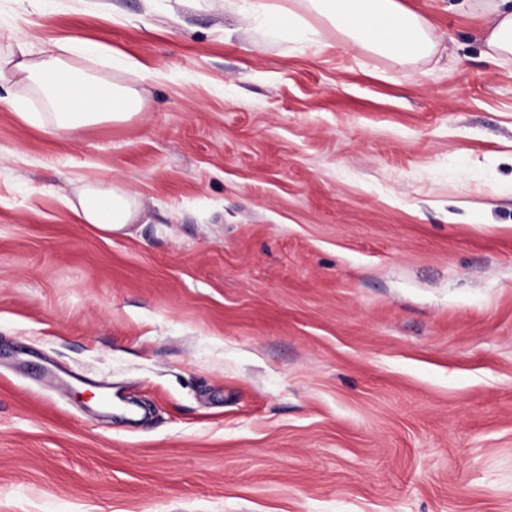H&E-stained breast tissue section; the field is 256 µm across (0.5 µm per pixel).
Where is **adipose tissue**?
<instances>
[{
	"label": "adipose tissue",
	"instance_id": "ef3b65f1",
	"mask_svg": "<svg viewBox=\"0 0 512 512\" xmlns=\"http://www.w3.org/2000/svg\"><path fill=\"white\" fill-rule=\"evenodd\" d=\"M303 12L283 11L266 0H240L238 12L266 25L271 33L316 43L319 30L305 18L312 12L332 23L356 49L383 55L406 66L433 56L439 49L430 19L407 8L402 0H301ZM487 18L483 32L489 60H512V0H479ZM21 61H0V83L35 88L44 95L48 109L31 112L15 104L17 117L54 135L102 122H125L141 109L136 90L116 84L99 72L82 69L81 61L107 60L110 67H134L130 57L101 44L75 41L52 48L21 50ZM67 206L80 223L104 232L134 223L142 205L138 196L116 181L85 183Z\"/></svg>",
	"mask_w": 512,
	"mask_h": 512
}]
</instances>
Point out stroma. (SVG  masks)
<instances>
[{"mask_svg": "<svg viewBox=\"0 0 512 512\" xmlns=\"http://www.w3.org/2000/svg\"><path fill=\"white\" fill-rule=\"evenodd\" d=\"M416 65L224 0H0V56L138 61L56 137L0 87V512H512V61ZM142 203L102 236L62 196ZM240 1L238 13L246 19L257 20L266 25L273 34H280L288 25V36L295 37L311 44L318 42L319 30L312 26L302 14L288 8V13L262 0H234Z\"/></svg>", "mask_w": 512, "mask_h": 512, "instance_id": "1", "label": "stroma"}]
</instances>
